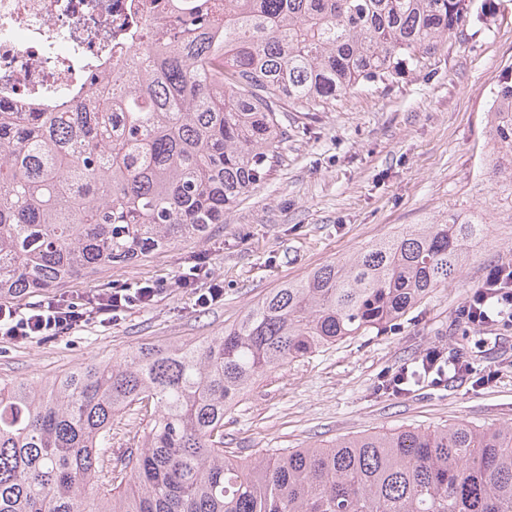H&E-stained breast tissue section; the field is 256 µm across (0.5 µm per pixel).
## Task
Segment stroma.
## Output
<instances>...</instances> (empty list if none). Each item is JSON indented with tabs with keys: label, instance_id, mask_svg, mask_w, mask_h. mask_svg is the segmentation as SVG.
<instances>
[{
	"label": "stroma",
	"instance_id": "stroma-1",
	"mask_svg": "<svg viewBox=\"0 0 512 512\" xmlns=\"http://www.w3.org/2000/svg\"><path fill=\"white\" fill-rule=\"evenodd\" d=\"M495 3L489 23H468L393 84L363 85L322 112L289 113L280 166L206 240L188 239L55 288L54 296L77 303L118 284L165 285L145 307L96 315L56 336L0 339V383L38 384L143 343L217 335L287 281L410 225L478 207L489 231L460 278L382 332L342 340L257 378L224 415V446L247 459L269 448L400 427L512 423V327L478 331L457 320L459 305L491 268L512 266V198L492 179L489 136L494 93L512 82V0ZM200 258L212 278H199L194 290L177 287ZM214 280L221 299L199 304L198 290ZM430 348L464 353L474 374L449 373L437 385L388 393L386 378Z\"/></svg>",
	"mask_w": 512,
	"mask_h": 512
}]
</instances>
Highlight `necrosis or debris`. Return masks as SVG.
Masks as SVG:
<instances>
[{
    "label": "necrosis or debris",
    "instance_id": "4bbe7bcc",
    "mask_svg": "<svg viewBox=\"0 0 512 512\" xmlns=\"http://www.w3.org/2000/svg\"><path fill=\"white\" fill-rule=\"evenodd\" d=\"M154 0H0V109L41 112L85 86L139 42Z\"/></svg>",
    "mask_w": 512,
    "mask_h": 512
}]
</instances>
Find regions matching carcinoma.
Returning a JSON list of instances; mask_svg holds the SVG:
<instances>
[{
  "label": "carcinoma",
  "instance_id": "carcinoma-1",
  "mask_svg": "<svg viewBox=\"0 0 512 512\" xmlns=\"http://www.w3.org/2000/svg\"><path fill=\"white\" fill-rule=\"evenodd\" d=\"M493 2L165 0L108 85L64 111L0 110V299L205 239L279 162L288 113L420 67ZM492 112L512 188V84ZM487 231L481 210L450 212L284 283L216 336L0 386V512H512V424L224 450V411L260 375L400 319ZM137 404L143 436L114 458L112 418Z\"/></svg>",
  "mask_w": 512,
  "mask_h": 512
}]
</instances>
